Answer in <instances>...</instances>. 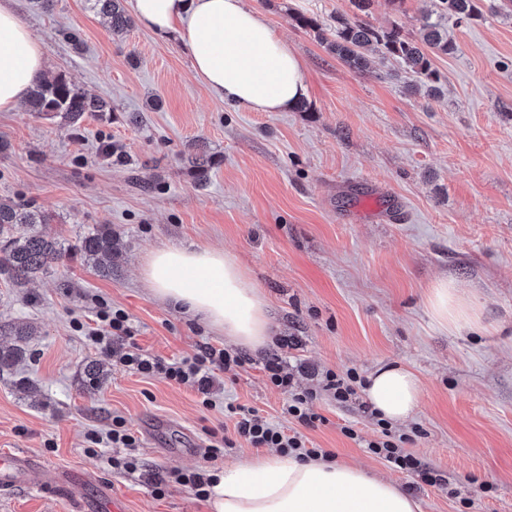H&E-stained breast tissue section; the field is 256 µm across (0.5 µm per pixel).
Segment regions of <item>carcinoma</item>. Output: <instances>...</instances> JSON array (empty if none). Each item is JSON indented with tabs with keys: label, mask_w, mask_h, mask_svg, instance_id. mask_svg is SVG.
Returning <instances> with one entry per match:
<instances>
[{
	"label": "carcinoma",
	"mask_w": 512,
	"mask_h": 512,
	"mask_svg": "<svg viewBox=\"0 0 512 512\" xmlns=\"http://www.w3.org/2000/svg\"><path fill=\"white\" fill-rule=\"evenodd\" d=\"M92 9L106 16L114 32L132 25L124 0H88ZM357 13L336 16L334 39L326 41L330 52L336 54L349 68L365 72L370 61L365 51L374 47L381 55L395 60L410 72L429 83V91L437 92L432 68V55L448 53V38L441 32V20L460 22L475 15L477 0H437L438 20H426L419 37L402 33L397 27L376 29L360 14L366 13L372 0H351ZM29 111L58 118L70 128L78 129L89 116L101 119L112 112L109 102L77 89L63 73L51 79L37 78L29 90ZM49 217L36 207L11 199L0 198V275L17 285H24L39 274H46L66 260H79L91 265L103 277L112 276L114 240L112 225L80 235L67 244L48 235L39 226ZM24 351L17 347H0V372L23 360Z\"/></svg>",
	"instance_id": "carcinoma-1"
}]
</instances>
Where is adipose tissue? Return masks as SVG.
<instances>
[{
	"label": "adipose tissue",
	"instance_id": "1",
	"mask_svg": "<svg viewBox=\"0 0 512 512\" xmlns=\"http://www.w3.org/2000/svg\"><path fill=\"white\" fill-rule=\"evenodd\" d=\"M140 25L180 40L211 95L256 112H286L306 96L301 58L244 0H134ZM47 66L43 47L21 22L17 0H0V112L14 111ZM156 297L200 316L236 343L258 348L272 335L267 302L235 260L220 250L165 246L142 270ZM435 322L475 325L472 307L447 281L427 298ZM372 409L389 421L415 411L420 382L409 369L375 370L365 389ZM212 512H418V502L392 482L358 467L263 455L215 472Z\"/></svg>",
	"mask_w": 512,
	"mask_h": 512
}]
</instances>
